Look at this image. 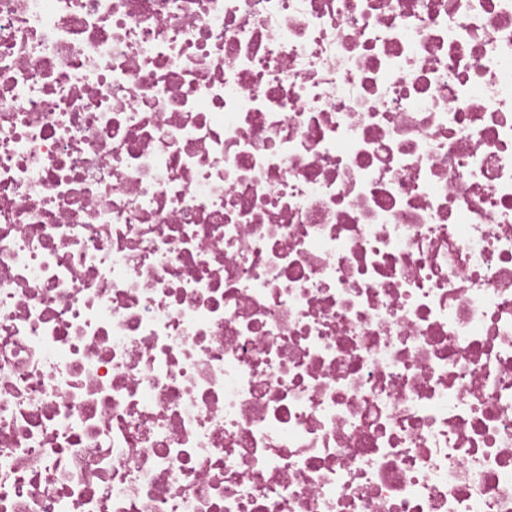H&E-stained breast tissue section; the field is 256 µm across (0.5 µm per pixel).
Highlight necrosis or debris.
<instances>
[{
  "mask_svg": "<svg viewBox=\"0 0 512 512\" xmlns=\"http://www.w3.org/2000/svg\"><path fill=\"white\" fill-rule=\"evenodd\" d=\"M0 512H512V0H0Z\"/></svg>",
  "mask_w": 512,
  "mask_h": 512,
  "instance_id": "necrosis-or-debris-1",
  "label": "necrosis or debris"
}]
</instances>
